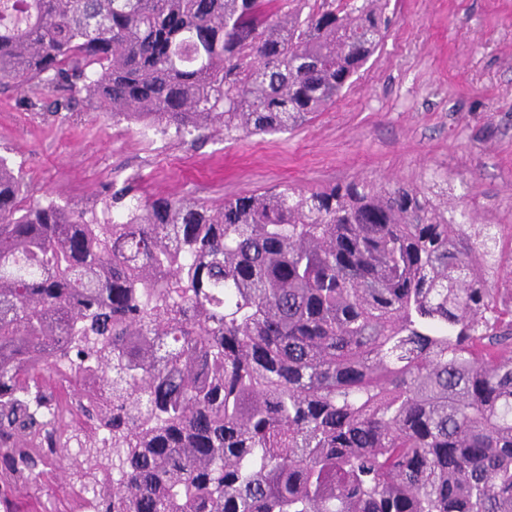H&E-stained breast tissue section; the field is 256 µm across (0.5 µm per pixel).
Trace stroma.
Masks as SVG:
<instances>
[{"label": "stroma", "mask_w": 512, "mask_h": 512, "mask_svg": "<svg viewBox=\"0 0 512 512\" xmlns=\"http://www.w3.org/2000/svg\"><path fill=\"white\" fill-rule=\"evenodd\" d=\"M381 48L336 103L285 135L200 144L112 122L83 106L57 124L0 90V155L37 199L101 210L112 182L144 199L216 203L290 185L366 178L447 182L475 224L512 249V0H390ZM15 512H71V481L51 471L13 498Z\"/></svg>", "instance_id": "obj_1"}]
</instances>
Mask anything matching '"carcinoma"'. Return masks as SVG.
I'll return each instance as SVG.
<instances>
[{
    "mask_svg": "<svg viewBox=\"0 0 512 512\" xmlns=\"http://www.w3.org/2000/svg\"><path fill=\"white\" fill-rule=\"evenodd\" d=\"M388 4L0 0V89L285 134ZM452 210L400 182L208 205L125 181L89 218L0 156V508L81 437L99 512H512V256Z\"/></svg>",
    "mask_w": 512,
    "mask_h": 512,
    "instance_id": "cac0c4a2",
    "label": "carcinoma"
}]
</instances>
